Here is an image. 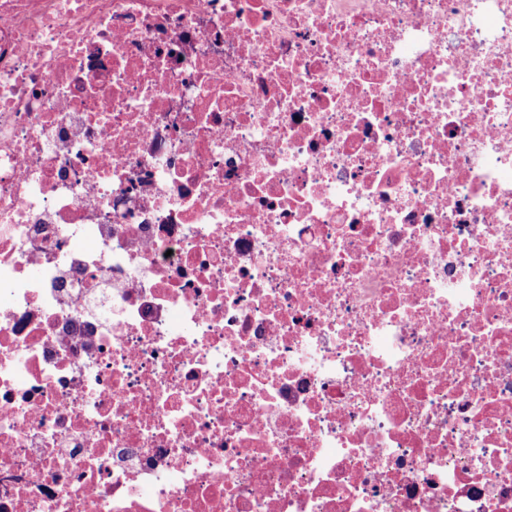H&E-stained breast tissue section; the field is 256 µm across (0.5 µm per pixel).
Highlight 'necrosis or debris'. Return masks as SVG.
I'll use <instances>...</instances> for the list:
<instances>
[{"label": "necrosis or debris", "mask_w": 512, "mask_h": 512, "mask_svg": "<svg viewBox=\"0 0 512 512\" xmlns=\"http://www.w3.org/2000/svg\"><path fill=\"white\" fill-rule=\"evenodd\" d=\"M0 512H512V0H0Z\"/></svg>", "instance_id": "1"}]
</instances>
